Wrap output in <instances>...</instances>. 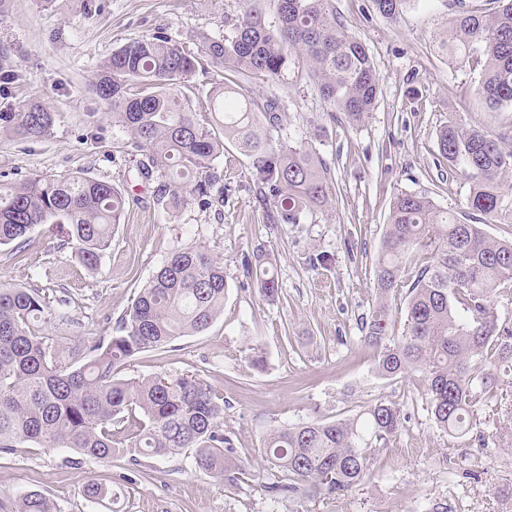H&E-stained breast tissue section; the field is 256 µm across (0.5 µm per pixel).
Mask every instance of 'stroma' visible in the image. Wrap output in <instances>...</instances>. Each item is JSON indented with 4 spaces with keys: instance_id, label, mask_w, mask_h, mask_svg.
Listing matches in <instances>:
<instances>
[{
    "instance_id": "stroma-1",
    "label": "stroma",
    "mask_w": 512,
    "mask_h": 512,
    "mask_svg": "<svg viewBox=\"0 0 512 512\" xmlns=\"http://www.w3.org/2000/svg\"><path fill=\"white\" fill-rule=\"evenodd\" d=\"M85 4L6 0L0 112L39 101L55 121L37 143L0 136V179L82 174L110 182L126 191L122 222L94 271L49 224L26 244L0 246V288H35L66 300L68 323L49 325L46 334L106 339L175 249H207L224 264L223 312L202 332L138 354L120 375L167 371L211 384L225 399L222 429L243 468L220 481L195 470L184 454L143 456L134 465L124 457L81 459L68 448H22L0 459V504L38 490L61 512H430L436 502L463 504L465 512H512V502L497 496L512 483V450L498 447L494 425L481 423V443L449 438L427 411L419 374L379 377L374 349L359 340L377 301L374 268L398 194L428 195L489 236L512 238V223L489 224L467 209L466 178L439 165L437 151L436 134L452 118L512 150V106L492 108L479 98L476 59L460 62L438 49L458 15L492 13L495 0H412L392 20L372 0H334L348 31L364 41L379 82L374 111L356 126L327 108L298 59L278 78L253 80V97L274 101L282 114L280 138L313 148L328 168L327 205L283 226L266 221L257 179L229 142L218 160L223 202L165 214L153 200L155 182L138 174L129 137L113 128L91 90L100 61L130 41L159 31L181 42L197 32L217 35L252 7L274 27V0H98L93 10ZM259 248L274 257L281 295L273 303L243 267L244 256ZM254 346L266 355L264 370L249 364ZM378 400L397 404L405 421L388 447L375 451L373 474L359 489L338 499L268 491L262 446L272 428L344 419ZM92 479L117 492L112 508L86 500Z\"/></svg>"
}]
</instances>
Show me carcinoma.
I'll use <instances>...</instances> for the list:
<instances>
[{"label":"carcinoma","mask_w":512,"mask_h":512,"mask_svg":"<svg viewBox=\"0 0 512 512\" xmlns=\"http://www.w3.org/2000/svg\"><path fill=\"white\" fill-rule=\"evenodd\" d=\"M410 0H373L394 19ZM279 25L260 12H245L224 33L195 35L197 51L158 32L131 41L99 64L93 85L112 126L127 133L143 160L142 178L157 179L156 204L173 217L191 201L202 208L224 199V172L216 160L224 141L249 159L259 182V202L270 224H298L327 203L323 165L315 152L281 141L271 131L280 117L251 95L248 81L275 79L296 53L323 101L357 124L376 107L378 80L361 39L336 16L333 0H276ZM441 47L455 58L472 51L483 59L477 94L491 106L512 105V0L491 14L455 19ZM222 69L211 87V118H199L182 87L198 68ZM53 113L39 102L0 113V135L38 141L49 135ZM439 163L462 171L469 183L468 209L492 223L507 212L503 175L512 151L481 130L450 120L437 133ZM125 198L117 187L81 175L34 174L0 180V246L26 240L35 228L54 224L74 256L98 267L121 221ZM268 302L281 289L270 255L261 249L247 263ZM378 300L362 320L360 341L376 348L375 373L396 379L421 374L422 394L435 425L464 439L477 422L512 423L505 379L512 367V321L494 296H512V241L486 234L439 209L430 198L400 194L391 204L375 266ZM407 289V314L397 334L389 298ZM223 263L201 246L174 250L141 290L108 340L74 344L62 359L60 336L35 332L37 323L64 319L37 289H0V458L25 445L70 448L99 460L116 455L169 457L186 451L194 468L222 479L242 469L230 438L220 429L224 402L204 380L160 373L121 379L119 368L137 354L208 328L224 310ZM402 427L401 410L377 401L355 415L310 421L269 432L263 454L268 489L275 495L344 496L373 472L372 449L384 448ZM88 501L112 500V487L89 481ZM13 512H60L40 491H29Z\"/></svg>","instance_id":"carcinoma-1"}]
</instances>
